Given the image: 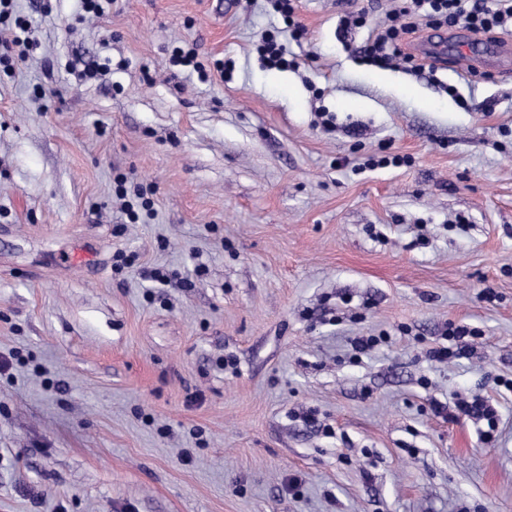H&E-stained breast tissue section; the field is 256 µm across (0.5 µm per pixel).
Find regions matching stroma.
<instances>
[{
  "instance_id": "obj_1",
  "label": "stroma",
  "mask_w": 512,
  "mask_h": 512,
  "mask_svg": "<svg viewBox=\"0 0 512 512\" xmlns=\"http://www.w3.org/2000/svg\"><path fill=\"white\" fill-rule=\"evenodd\" d=\"M395 5L294 0L295 40L268 0H15L0 512H512V68L356 60ZM475 394L493 442L450 418ZM257 51L263 61L271 68L287 69L296 66L293 59H288L286 47L278 43L275 36L271 34H267L261 39ZM172 62L174 66L191 68L195 73H197V76L201 81L209 80L210 75L205 67L197 60V53L194 48L188 50L177 48L173 55ZM471 332L467 329L466 326H454L452 324L448 327V337L453 338L457 341H461L463 343L464 339L466 337H469V334ZM468 349V344L463 343L460 348H457L456 351H452L448 349V347H439L438 349H434L431 351V356L435 360L438 361H444L448 360L449 358L456 357V356H463L466 355ZM456 409L458 413L451 416L453 419L464 416L478 421L485 420L489 429L488 437L491 438V433L496 428L497 410L487 399L479 395L471 400L463 399L457 402Z\"/></svg>"
}]
</instances>
